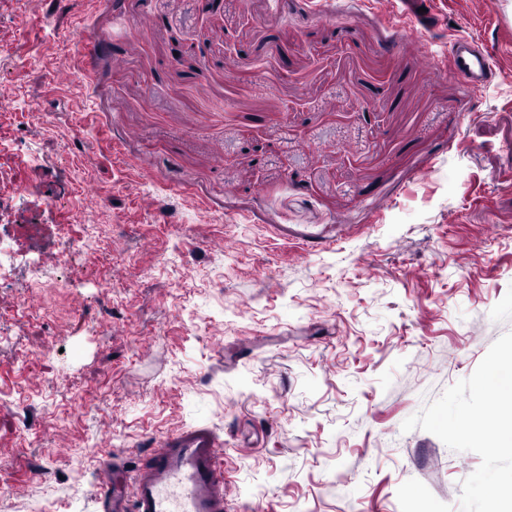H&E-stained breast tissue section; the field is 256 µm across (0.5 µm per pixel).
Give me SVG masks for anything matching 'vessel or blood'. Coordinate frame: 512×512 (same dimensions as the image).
<instances>
[{
    "instance_id": "1",
    "label": "vessel or blood",
    "mask_w": 512,
    "mask_h": 512,
    "mask_svg": "<svg viewBox=\"0 0 512 512\" xmlns=\"http://www.w3.org/2000/svg\"><path fill=\"white\" fill-rule=\"evenodd\" d=\"M400 14L428 31L438 17L427 0H397ZM449 75L481 90L496 75L494 63L479 41L458 35L448 41ZM224 442L210 427L188 426L166 436L149 460L125 475L120 466L105 473L98 486L103 512H226Z\"/></svg>"
}]
</instances>
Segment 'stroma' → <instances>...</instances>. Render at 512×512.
<instances>
[{"label":"stroma","mask_w":512,"mask_h":512,"mask_svg":"<svg viewBox=\"0 0 512 512\" xmlns=\"http://www.w3.org/2000/svg\"><path fill=\"white\" fill-rule=\"evenodd\" d=\"M433 2L484 91L391 0H0V512L191 425L228 512H490L449 420L512 427V0ZM495 75L492 58L476 38L457 35L448 40V76L464 80L473 90H482ZM492 382L496 386L492 388L502 403L511 404L512 401V363L511 358L500 362L493 374Z\"/></svg>","instance_id":"35a3bbf8"}]
</instances>
